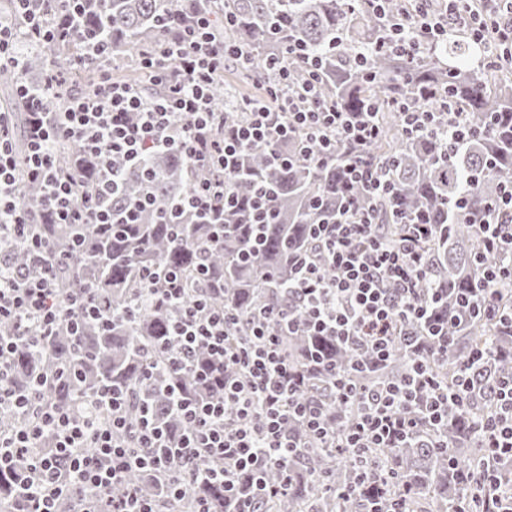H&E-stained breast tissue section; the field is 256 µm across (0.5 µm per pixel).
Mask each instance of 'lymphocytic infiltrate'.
<instances>
[{"label":"lymphocytic infiltrate","instance_id":"f902f5d3","mask_svg":"<svg viewBox=\"0 0 512 512\" xmlns=\"http://www.w3.org/2000/svg\"><path fill=\"white\" fill-rule=\"evenodd\" d=\"M15 2L22 23H0V70L22 71L23 47L56 40L84 43L88 62L100 63L108 54L107 42L84 25L86 0ZM469 2L448 0V11L440 16L419 6L413 13L393 17L383 43L409 54L416 48L415 33L437 40L461 31L484 48L483 66L499 64V46H512V7L487 30L474 22ZM245 55V49L226 46L212 19L197 11L171 28L163 47L140 55L141 65L165 85L164 97L151 98L138 87L113 81L110 70L101 67L96 84L57 118L48 112L47 102L51 88L63 82L59 74H50L42 88L19 83L17 93L27 114L24 141L16 139L13 113L0 111V233H9L29 257L22 268L0 258V322L13 324L11 334L0 336V412L24 418L18 427L0 432V472L11 470L16 459L28 461V478L16 491L17 512H56L58 497L71 484L90 493L89 512H158L155 502L136 489L113 497V487L134 468L163 477L176 499L200 480L222 482L231 494L237 473H257L270 466L287 469L295 454L294 443L282 432L288 417L303 418L313 432L323 430L322 407L302 399L303 375L283 354L279 336L268 329L269 321L276 320L287 325L289 335H296L287 306L263 307L251 316L249 334L237 339L232 330L239 315L230 308H213L203 297L185 302L182 281L172 271L166 274L164 287L153 291L154 297L178 311L174 336L179 347L168 361L191 370L209 397L193 400L174 388L169 392L170 406L188 425L182 444L185 457L217 458L224 461V468L197 467L187 475L176 469L165 452L166 436L147 408L136 444H118L115 434L125 425L120 392L102 390L90 403L65 407L45 404L47 379H36L27 390L12 384L11 359L19 343L46 341L64 323L80 328L98 310L90 289L58 288L57 269L69 254L42 237L38 216L52 224L135 223L140 203L116 212L112 201L121 191L123 169L139 165L148 150L179 152L202 172L185 204L205 224L216 223L229 203L226 180L237 176L240 156L292 136L301 139L312 163L343 160L348 186L373 198L391 191L389 164L369 163L358 153L380 133L374 113L345 112L319 101L315 83L303 84L281 99L274 112L245 102L246 120L225 127L208 89L223 75L226 57ZM401 115L404 132L413 137L440 135L456 145L466 129L461 113L439 112L431 106L405 104ZM65 141L79 143L88 158L111 157L92 185L79 187L74 174L59 168L56 154ZM24 179L43 188L39 214L17 210L13 202ZM430 233V225L415 221L399 239H387L371 210L351 199L332 222L316 225L319 250L295 259L290 288L310 310L314 331L336 336L376 362L386 361L405 326L427 323L430 317V302L419 289L429 264L421 243ZM476 233L486 249L512 252V183L503 186ZM201 348L206 356L200 360L196 352ZM229 364L239 367V375L226 374ZM334 392L338 401L366 407L346 440L356 451L355 467L364 473L370 471V449L416 438L422 423L440 424L450 396L430 359L420 360L406 385L369 388L351 375L338 374ZM499 400L495 412L479 421L488 460L475 482L487 491L494 512H512V490H502L493 475L494 462L512 458V378L504 379ZM230 410L239 419L233 427L224 423ZM373 474L383 476L379 470Z\"/></svg>","mask_w":512,"mask_h":512}]
</instances>
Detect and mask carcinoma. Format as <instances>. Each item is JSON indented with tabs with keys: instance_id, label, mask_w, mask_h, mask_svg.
I'll list each match as a JSON object with an SVG mask.
<instances>
[{
	"instance_id": "cac0c4a2",
	"label": "carcinoma",
	"mask_w": 512,
	"mask_h": 512,
	"mask_svg": "<svg viewBox=\"0 0 512 512\" xmlns=\"http://www.w3.org/2000/svg\"><path fill=\"white\" fill-rule=\"evenodd\" d=\"M193 10L225 18L224 43L243 46L249 52L246 71L264 88L283 96L311 80L310 69L288 57V45L303 41L319 59V98L334 102L346 112H363L373 104L379 136L360 150L370 161L391 160L393 196L374 198L375 222L383 234L399 238L414 215H427L432 234L425 244L430 257L421 287L439 291L433 318L448 323V354L432 361L438 377L457 394L448 405V419L438 434L423 436L402 448H374L373 458L407 482L405 512H482L484 504L472 497V485L462 472L480 467L483 448L472 415L493 413L499 381L512 374V288L501 290L496 317L476 314L463 298L476 287L486 267L509 260L508 252L485 253L477 262L479 240L470 217L480 216L498 199L500 186L512 182V78L507 64L479 69L481 49L462 32L448 33L438 46L419 39L410 55L380 47L385 20L350 0H104L86 19V27L107 39L110 52L138 59L147 47L167 37L165 23ZM78 53L71 44L59 42L49 48H34L26 58L25 71L50 70L69 76ZM288 67V78L280 65ZM75 90L68 84L57 88L49 110L62 112ZM211 96L224 112V125L235 126L244 114L230 102L222 81ZM440 107L466 113L472 130L458 149L445 151L441 137L410 138L402 131L397 103ZM499 124L503 133L487 137L482 131ZM279 159L262 145L240 158L241 176L233 186L234 199L224 211V236L215 242L216 226L201 224L188 210H177L193 187L196 174L175 151H155L145 158L152 172L147 180L140 168L125 170L119 206L150 192L151 203L139 212L137 223L117 224L101 234L96 226L42 224V235L63 247L78 236L82 244L69 265L58 273L63 289H78L92 283L102 311H114L112 328L105 330L95 320L86 321L77 335L62 327L44 344L22 343L12 356V383L25 389L36 377L62 370L61 379L46 393L52 404L68 406L74 391L91 395L105 385L126 394V428L116 433L124 445L136 442L141 409L149 406L171 444L187 431L185 422L171 414L165 391L177 384L196 399L208 393L189 371L167 367L161 354L175 345L169 336L174 311L150 305L134 319L118 316L138 295L147 293L141 271L158 274L174 271L186 280L191 300L212 282L220 290L209 294L216 308L235 309L243 319L266 303L288 302L298 336L283 337L288 360L303 365L311 358L336 370L354 372L364 385L373 387L398 382L430 349L428 329L414 325L411 331L423 337L416 352L400 343L382 365L367 363V356L334 336L306 331L308 311L285 288L293 279L292 257L315 248L312 225L330 221L345 201L341 183L345 168L331 159L319 166L304 159L296 137L277 144ZM81 147L67 142L58 150V164L79 170L83 182L97 179V168L81 161ZM40 190L24 182L15 203L26 209L36 205ZM0 251L21 266L25 253L7 237H0ZM474 352L482 361L466 367ZM303 396L326 407V435L309 433L306 425L288 420L284 433L300 443L288 475L273 468L266 481L279 488L275 496L258 493L249 474L238 477V498L224 492L222 484L194 487L179 500L168 498L164 487L148 473L133 471L128 482L154 498L161 512H195L196 501L206 502L210 512H235L237 500L251 502L255 512H377L393 509L394 499L380 482L366 483L354 492L357 473L352 467L353 449L340 448L343 434L362 411L350 403L335 405L331 376L314 370L303 387ZM25 477V466L0 474V504L16 505L15 488ZM85 497L79 487L69 489L59 504L62 512H76Z\"/></svg>"
}]
</instances>
